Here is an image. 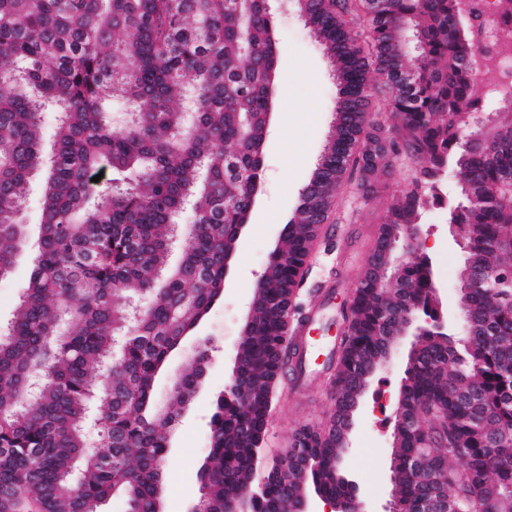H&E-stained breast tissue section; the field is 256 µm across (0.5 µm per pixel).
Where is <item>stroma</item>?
<instances>
[{"label":"stroma","mask_w":512,"mask_h":512,"mask_svg":"<svg viewBox=\"0 0 512 512\" xmlns=\"http://www.w3.org/2000/svg\"><path fill=\"white\" fill-rule=\"evenodd\" d=\"M280 44L278 85L287 86V99H275L272 126L281 127L278 137L267 138L261 191L243 242L229 270L222 297L197 329L181 344L155 383L158 404H165L172 382L187 358L199 345L210 354L207 381L194 396L170 431L171 448L163 467L162 498L165 512H188L202 491L198 469L209 452V422L217 396L231 375L241 330L249 313L254 286L264 272L270 251L283 225L298 205L301 189L319 159L330 135L337 86L332 64L297 14L280 11L277 16ZM413 176L410 163L400 161L388 170L358 174L340 196L329 222L334 234H321L320 248L309 255L306 275L296 288L294 301L309 307L318 288L335 280V298L350 296L365 261L375 246L373 229L379 228L398 191ZM425 251L442 283V310H459L458 278L463 251L453 246V232L444 216L429 208L421 215ZM33 254L22 248L11 273L0 279V323L9 322L29 279ZM409 342H402L384 366L377 368L352 418L350 443L343 469L354 480L366 512H383L392 502L391 460L393 424L389 420L401 393L407 368ZM335 409L327 373L296 388L280 380L268 418L261 449L271 461L287 448L298 430L326 422Z\"/></svg>","instance_id":"stroma-1"}]
</instances>
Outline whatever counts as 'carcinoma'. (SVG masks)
<instances>
[{
	"instance_id": "1",
	"label": "carcinoma",
	"mask_w": 512,
	"mask_h": 512,
	"mask_svg": "<svg viewBox=\"0 0 512 512\" xmlns=\"http://www.w3.org/2000/svg\"><path fill=\"white\" fill-rule=\"evenodd\" d=\"M287 2L331 60L338 96L331 136L255 284L261 306L235 363L251 401H215L199 468L206 512H224L252 470V434L265 429L269 395L296 355L283 313L355 171L407 159L417 175L340 305L343 331L326 364L334 417L321 431L299 430L254 512H298L310 485L343 494L331 470L345 421L397 333V313L433 287L431 264L393 244L419 224L427 198L440 200L448 169L458 189L448 223L464 228L465 260L477 267L494 253L512 267V120L498 118L484 142L461 149L478 75L464 65L474 44L457 0H382L377 11L371 0ZM278 53L269 0H0V278L24 240L26 183L45 176L32 271L0 327V512H99L114 494L127 512H156L168 427L194 394L207 350L198 347L161 410L155 379L223 294L224 254L237 252L261 183ZM379 93L390 102L383 142L371 112ZM187 205V243L172 267ZM460 303L470 336L456 346L430 336L408 360L406 407L417 418L395 437L398 512L447 504L446 488L409 469L412 455L448 471L458 506L478 497L485 512H512V302L483 289ZM97 394L105 409L91 449ZM496 430L506 437L492 447ZM456 448L461 466L448 456Z\"/></svg>"
}]
</instances>
